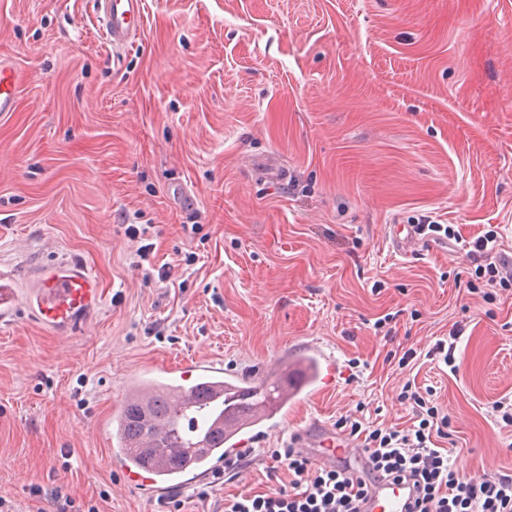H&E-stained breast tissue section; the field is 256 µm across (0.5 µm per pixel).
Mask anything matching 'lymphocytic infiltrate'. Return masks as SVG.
<instances>
[{"label": "lymphocytic infiltrate", "mask_w": 512, "mask_h": 512, "mask_svg": "<svg viewBox=\"0 0 512 512\" xmlns=\"http://www.w3.org/2000/svg\"><path fill=\"white\" fill-rule=\"evenodd\" d=\"M497 241V231L490 230L465 242L464 248L476 274L504 276L511 287L512 254L498 251ZM402 395L413 408L414 423L408 428H370L348 418L336 423L368 452L367 477L355 479L339 469L313 467L308 456L288 445L271 453L278 467L287 471V485L226 499L224 512H359L371 483L381 477L412 484L416 497L411 512H512V476L477 482L450 464L451 451L440 444L448 436V416L434 402L432 390L408 383Z\"/></svg>", "instance_id": "1"}]
</instances>
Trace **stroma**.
<instances>
[{
	"mask_svg": "<svg viewBox=\"0 0 512 512\" xmlns=\"http://www.w3.org/2000/svg\"><path fill=\"white\" fill-rule=\"evenodd\" d=\"M2 57L22 82L0 114V264L28 280L74 258L102 291L72 336L0 325L8 512H55L58 492L96 512H220L287 483L270 454L313 421L409 427L410 380L447 413L456 469L512 475L493 412L512 398V290L455 280L488 229L512 252V0H146L117 53L94 0H0ZM424 219L457 240L393 248V225ZM127 223L152 225L150 261L177 285L132 268ZM456 323L455 367L428 359ZM405 347L410 369L392 358ZM309 355L334 359L335 382L250 431L247 483L201 499L196 482L175 504L125 485L132 380Z\"/></svg>",
	"mask_w": 512,
	"mask_h": 512,
	"instance_id": "obj_1",
	"label": "stroma"
}]
</instances>
